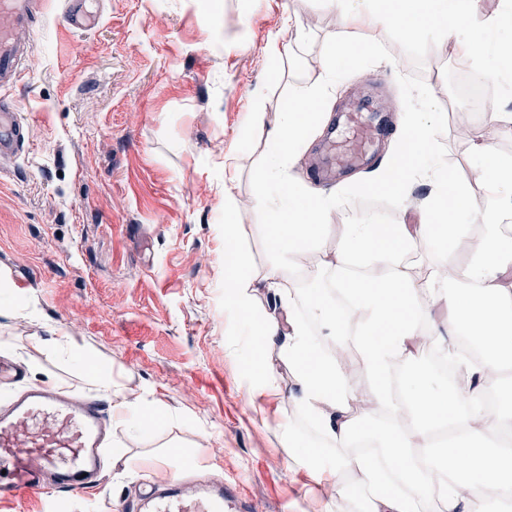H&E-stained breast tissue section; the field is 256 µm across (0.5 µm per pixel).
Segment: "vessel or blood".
Segmentation results:
<instances>
[{
    "label": "vessel or blood",
    "mask_w": 512,
    "mask_h": 512,
    "mask_svg": "<svg viewBox=\"0 0 512 512\" xmlns=\"http://www.w3.org/2000/svg\"><path fill=\"white\" fill-rule=\"evenodd\" d=\"M89 0H63V13L75 28L94 26L99 16ZM47 0H0V160L11 159L29 128L2 98L23 66V35ZM111 434L103 404L51 389H29L0 409V501L54 494L60 512L69 497L98 480ZM223 480L189 485L176 482L143 494L137 512H224L235 501Z\"/></svg>",
    "instance_id": "obj_1"
}]
</instances>
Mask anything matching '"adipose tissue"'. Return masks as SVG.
<instances>
[{
	"label": "adipose tissue",
	"mask_w": 512,
	"mask_h": 512,
	"mask_svg": "<svg viewBox=\"0 0 512 512\" xmlns=\"http://www.w3.org/2000/svg\"><path fill=\"white\" fill-rule=\"evenodd\" d=\"M512 132V114L486 113L481 131L471 138L481 163L484 194L459 183L445 164L419 168L415 177L438 183L436 203L417 223L397 221L382 229L363 216L346 225L330 264L335 274L331 291L299 289L289 294L284 319H254V277L236 248L233 225L224 227V300L251 317V335L261 337L250 374L264 389L272 370L263 348L277 349L294 367L297 410L316 425L320 441L300 456L313 481L331 477L337 499L351 486L361 490L358 512H512V382L490 380L489 373L512 365V157L499 155L494 140ZM479 219L482 231L471 235L467 216ZM421 246L452 252L464 249L465 266H437L426 275L414 271L409 254ZM343 296L348 311L336 306ZM447 305L448 318L421 331L424 307ZM318 325L323 343L354 342L363 371L372 377L373 406L408 407L413 431L398 424L365 430L352 412L359 391L335 358L316 344L310 332ZM474 338L480 361L462 360L459 384L441 385L426 371L407 376L400 391L388 379L394 364L411 355L416 341L427 337L445 346L451 336ZM497 389L493 416L481 406L488 389ZM447 426V437L436 430ZM367 440L369 452L358 451Z\"/></svg>",
	"instance_id": "obj_1"
}]
</instances>
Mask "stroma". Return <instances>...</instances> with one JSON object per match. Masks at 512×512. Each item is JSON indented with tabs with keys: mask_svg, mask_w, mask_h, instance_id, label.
<instances>
[{
	"mask_svg": "<svg viewBox=\"0 0 512 512\" xmlns=\"http://www.w3.org/2000/svg\"><path fill=\"white\" fill-rule=\"evenodd\" d=\"M100 24L68 27L59 0L36 20L17 84L6 97L29 139L0 167V273L24 305L0 315V346L22 373L0 386V407L27 387L97 396L90 370L37 352L49 327L112 370L114 398L148 400L165 416L148 434L116 427L94 487L67 512H135L140 484L223 478L247 512H322L288 449L318 442L295 408L292 366L265 351L268 391L254 396L248 368L257 337L224 305V223L241 226L242 256L254 274L270 262L256 229L251 171L267 151L266 130L249 126L253 99L267 120L293 83H317L322 46L345 30L312 0H98ZM287 45L278 68L265 48ZM233 52H226V45ZM382 62L336 84L331 118L361 100L359 125L342 126L337 148L370 129L369 152L390 157L393 128L377 130L387 102L401 104L398 75L420 73L447 116L442 141L467 184L478 161L458 138L460 121L444 68L465 54L440 42L422 68L398 45ZM324 135L296 158L290 175L330 195L367 176L365 167L319 182L310 169Z\"/></svg>",
	"mask_w": 512,
	"mask_h": 512,
	"instance_id": "stroma-1",
	"label": "stroma"
}]
</instances>
